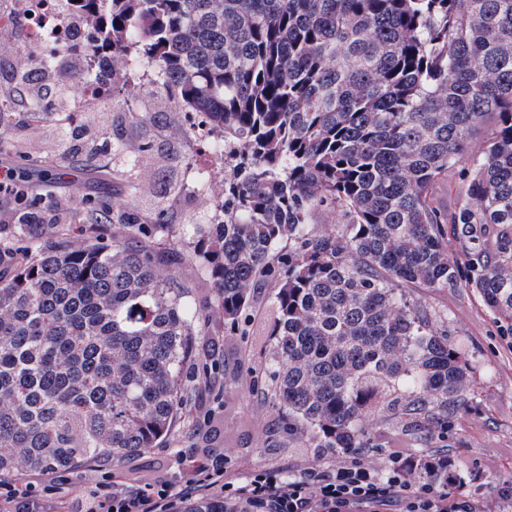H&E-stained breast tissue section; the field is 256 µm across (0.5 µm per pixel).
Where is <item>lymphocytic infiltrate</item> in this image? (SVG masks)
<instances>
[{
	"label": "lymphocytic infiltrate",
	"instance_id": "obj_1",
	"mask_svg": "<svg viewBox=\"0 0 512 512\" xmlns=\"http://www.w3.org/2000/svg\"><path fill=\"white\" fill-rule=\"evenodd\" d=\"M1 224H51L57 216L29 198L27 179L0 164ZM365 449L352 459L321 468H304L294 476L280 470L241 472L222 457L188 454L173 478L136 489L107 460L93 464L102 480L83 500L80 512H178L187 499L223 492L225 501L244 512H481L474 499L457 490L455 464L448 457L422 459L410 449L392 448L379 470L365 463ZM75 483L62 473L43 486L23 477L0 478V512H60Z\"/></svg>",
	"mask_w": 512,
	"mask_h": 512
}]
</instances>
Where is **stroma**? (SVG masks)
Wrapping results in <instances>:
<instances>
[{
    "mask_svg": "<svg viewBox=\"0 0 512 512\" xmlns=\"http://www.w3.org/2000/svg\"><path fill=\"white\" fill-rule=\"evenodd\" d=\"M64 92H50L40 108L19 107L17 124L8 132L0 156L32 175L34 191L41 193L44 205H57L69 226L64 240H71L72 225L85 219V200H103L120 208L123 195L112 188L111 175L100 169H84L60 180H47L42 169L56 165L63 152L65 127L57 113H79L87 134L95 144L112 136V102L105 99L80 103L68 71L57 72ZM188 119L184 113H170L165 133L159 138L154 165L142 169L144 187L162 179L188 177L185 159L189 152L184 139ZM224 191V171L212 166L204 191L186 193L176 202L177 220L197 224L214 200ZM411 296L428 309L447 314L448 338L461 346L473 361L476 374L470 386V410L457 415L449 439H436L425 445L423 454L450 456L457 467L464 493L479 500L485 512H512V339L496 333L493 316L468 289L433 291L414 288ZM270 309L265 300L254 302L250 311V333L246 336L224 334L222 366L210 391L197 396L181 409L171 437L148 449L146 454L127 457L120 467L135 486H143L162 473H177V452H193L203 447L223 449L228 466L241 471L280 469L296 474L303 467L318 466L320 461H345L344 453L326 451L317 457L310 448L296 447L283 428L284 419L257 375L265 366V355L256 339L265 335ZM223 401L224 417L205 423L199 408Z\"/></svg>",
    "mask_w": 512,
    "mask_h": 512,
    "instance_id": "obj_1",
    "label": "stroma"
}]
</instances>
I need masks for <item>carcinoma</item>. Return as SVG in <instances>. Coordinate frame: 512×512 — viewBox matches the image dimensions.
I'll use <instances>...</instances> for the list:
<instances>
[{
  "label": "carcinoma",
  "mask_w": 512,
  "mask_h": 512,
  "mask_svg": "<svg viewBox=\"0 0 512 512\" xmlns=\"http://www.w3.org/2000/svg\"><path fill=\"white\" fill-rule=\"evenodd\" d=\"M60 2L85 27L19 77L68 54L112 59V184L127 205L109 242L92 201L75 247L57 224H15L35 243L0 244V475L119 461L170 434L194 339L216 332L158 241L211 283L226 333L246 335L271 288L268 387L297 447L378 448L374 420L412 445L445 437L476 367L407 290L470 288L512 337V0ZM148 96L223 144L207 224L173 223V179L153 214L136 205L156 141L128 127L160 116L142 111ZM66 127L50 177L99 161L81 120ZM444 180L460 186L448 208ZM182 512L227 510L201 496Z\"/></svg>",
  "instance_id": "carcinoma-1"
}]
</instances>
